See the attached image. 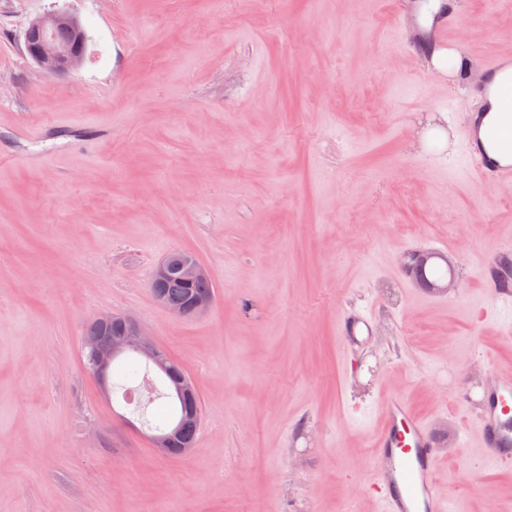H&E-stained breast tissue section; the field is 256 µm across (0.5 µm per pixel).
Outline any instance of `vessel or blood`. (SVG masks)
I'll return each instance as SVG.
<instances>
[{"label": "vessel or blood", "mask_w": 512, "mask_h": 512, "mask_svg": "<svg viewBox=\"0 0 512 512\" xmlns=\"http://www.w3.org/2000/svg\"><path fill=\"white\" fill-rule=\"evenodd\" d=\"M469 163L479 182L512 186V167L492 161L478 146L466 147ZM512 261V251L502 249L481 267V286L493 305H512V280L503 270ZM370 321L357 310L344 312L339 322L343 345L362 347L369 339ZM485 361L493 373L485 385L483 406L476 421L479 448L491 464L512 463V372L496 370L493 350ZM385 421L377 436L374 481L382 512H448L449 500L436 483V466L441 458L439 441L429 422L420 417L407 400L389 394L384 402Z\"/></svg>", "instance_id": "obj_1"}]
</instances>
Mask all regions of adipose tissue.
Wrapping results in <instances>:
<instances>
[{
  "instance_id": "1",
  "label": "adipose tissue",
  "mask_w": 512,
  "mask_h": 512,
  "mask_svg": "<svg viewBox=\"0 0 512 512\" xmlns=\"http://www.w3.org/2000/svg\"><path fill=\"white\" fill-rule=\"evenodd\" d=\"M506 86L512 87V68L505 69L491 83L485 84L484 117L472 130L473 137L488 155L503 165L512 164V108L506 107L500 98V90Z\"/></svg>"
}]
</instances>
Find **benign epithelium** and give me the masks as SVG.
<instances>
[{
  "label": "benign epithelium",
  "instance_id": "7a95c632",
  "mask_svg": "<svg viewBox=\"0 0 512 512\" xmlns=\"http://www.w3.org/2000/svg\"><path fill=\"white\" fill-rule=\"evenodd\" d=\"M61 27L73 34L67 46L58 45L53 32ZM88 36L77 18L66 10H56L34 18L24 33V46L27 54L49 76L55 77L76 69L84 60ZM102 322L118 323L122 327L119 335L95 347L93 373L99 379H106L111 362L118 356L133 349L142 357L159 366H165V359L151 337L150 331L138 319L130 315L103 313ZM178 435V428L170 427L162 433L151 436L156 451L163 453Z\"/></svg>",
  "mask_w": 512,
  "mask_h": 512
}]
</instances>
